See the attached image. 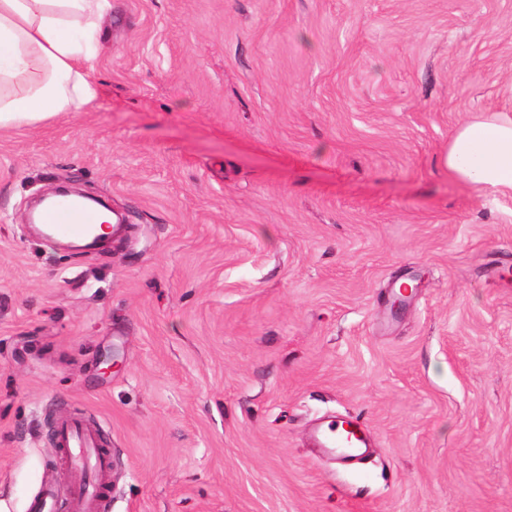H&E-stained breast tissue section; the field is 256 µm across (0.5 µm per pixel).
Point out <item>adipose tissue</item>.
<instances>
[{"label":"adipose tissue","instance_id":"adipose-tissue-1","mask_svg":"<svg viewBox=\"0 0 512 512\" xmlns=\"http://www.w3.org/2000/svg\"><path fill=\"white\" fill-rule=\"evenodd\" d=\"M111 8L112 0H0V129L95 102L96 35ZM442 164L472 191L512 195V115L459 124Z\"/></svg>","mask_w":512,"mask_h":512}]
</instances>
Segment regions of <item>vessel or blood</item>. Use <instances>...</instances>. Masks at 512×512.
Listing matches in <instances>:
<instances>
[{
  "mask_svg": "<svg viewBox=\"0 0 512 512\" xmlns=\"http://www.w3.org/2000/svg\"><path fill=\"white\" fill-rule=\"evenodd\" d=\"M40 222L46 236L67 242L86 241L97 233L92 210L63 200L44 209ZM317 440L324 451H336L338 461L343 463L360 457L367 446L359 424L336 417L320 425ZM54 442L81 478L64 501L54 486H42L27 512H56L60 507L66 512H99L105 496L112 491V451L103 446L99 430L78 417L61 416L55 423Z\"/></svg>",
  "mask_w": 512,
  "mask_h": 512,
  "instance_id": "1",
  "label": "vessel or blood"
}]
</instances>
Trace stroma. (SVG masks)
<instances>
[{"mask_svg": "<svg viewBox=\"0 0 512 512\" xmlns=\"http://www.w3.org/2000/svg\"><path fill=\"white\" fill-rule=\"evenodd\" d=\"M98 49L85 111L0 130V512L74 481L64 414L103 512H512V196L441 165L512 113V0H112ZM65 183L122 233L33 235ZM54 442L64 461L81 474L69 492L66 512H100L112 491V451L102 445L97 428L75 416H60ZM319 447L330 453L332 448L343 449L336 454V460L349 463L364 453L367 439L359 424L343 418L333 417L320 425L317 430Z\"/></svg>", "mask_w": 512, "mask_h": 512, "instance_id": "stroma-1", "label": "stroma"}]
</instances>
